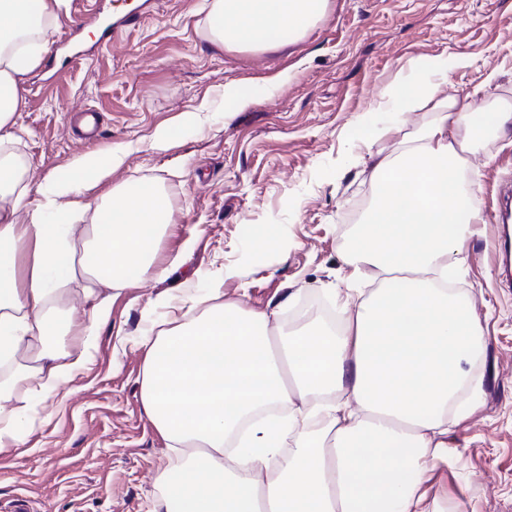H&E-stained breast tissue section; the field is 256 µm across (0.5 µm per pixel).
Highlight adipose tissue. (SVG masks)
Masks as SVG:
<instances>
[{
    "instance_id": "adipose-tissue-1",
    "label": "adipose tissue",
    "mask_w": 512,
    "mask_h": 512,
    "mask_svg": "<svg viewBox=\"0 0 512 512\" xmlns=\"http://www.w3.org/2000/svg\"><path fill=\"white\" fill-rule=\"evenodd\" d=\"M67 0H0V366L44 396L85 361L113 292L157 272L171 203L156 182H124L95 201L84 193L123 162L121 150L83 154L28 201L10 150L24 79L41 59L46 30ZM329 0H209L205 37L220 49L262 52L296 44ZM464 56L427 58L394 81L382 111L403 115L432 100L431 125L373 158V202L347 248L382 285L356 297L342 328L309 322L273 334L268 313L221 301L218 284L187 289L172 326L144 334V411L182 467L161 475L166 512H436L427 483L451 463L448 409L477 391L463 370L483 327L464 296L436 287L481 223L480 203L456 176L458 140L512 131V105L489 110L439 97L434 75ZM91 212L82 250L74 214ZM89 283L83 304L71 283ZM157 305V306H158ZM78 337L67 358L55 337Z\"/></svg>"
}]
</instances>
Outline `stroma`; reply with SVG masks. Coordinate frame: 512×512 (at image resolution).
I'll list each match as a JSON object with an SVG mask.
<instances>
[{
  "label": "stroma",
  "instance_id": "35a3bbf8",
  "mask_svg": "<svg viewBox=\"0 0 512 512\" xmlns=\"http://www.w3.org/2000/svg\"><path fill=\"white\" fill-rule=\"evenodd\" d=\"M206 0H68L47 33V50L25 79L12 152L28 166L30 189L80 154L123 149L108 186L159 183L171 223L159 244L163 277L120 292L85 366L66 395L43 397L17 384L11 405L26 407L19 443L0 449V512L21 494L31 512H165L159 477L182 464L148 419L140 396L148 324L142 311L184 286L217 280L227 301L274 312L296 329L309 300L339 310L348 289L379 287L375 270L354 261L347 242L370 200L372 154L396 151L432 123L431 105L403 114L364 141L357 124L397 78L424 56L460 53L440 93L512 105V0H330L326 18L290 47L238 52L202 36ZM139 10L117 38L94 34L102 17ZM84 17L74 29L75 17ZM497 80L480 84L489 72ZM289 73L271 94L225 116V82ZM209 98L202 129L169 149L152 147L155 128ZM466 187L483 222L452 278L475 300L484 339L468 376L476 407L448 422L456 463L432 479L440 512H512V287L498 270L494 211L512 190V135L477 141Z\"/></svg>",
  "mask_w": 512,
  "mask_h": 512
}]
</instances>
